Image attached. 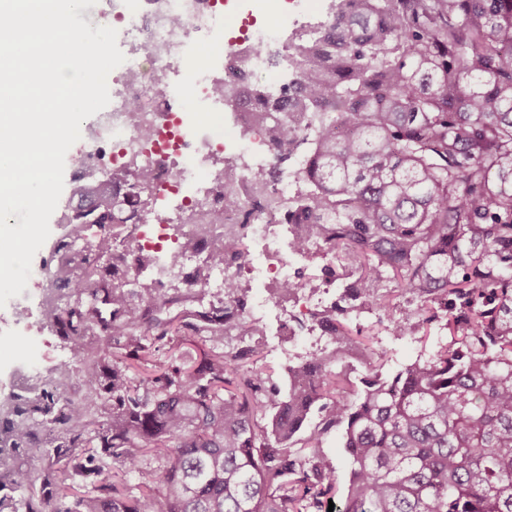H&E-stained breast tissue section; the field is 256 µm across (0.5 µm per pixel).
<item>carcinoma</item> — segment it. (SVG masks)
<instances>
[{
  "instance_id": "cac0c4a2",
  "label": "carcinoma",
  "mask_w": 512,
  "mask_h": 512,
  "mask_svg": "<svg viewBox=\"0 0 512 512\" xmlns=\"http://www.w3.org/2000/svg\"><path fill=\"white\" fill-rule=\"evenodd\" d=\"M327 17L289 35L278 98L224 99L282 146L271 178L309 158L281 223L298 257L322 241L342 284L311 315L329 347L281 391L240 278L229 306L206 264L154 278L128 235L153 194L121 172L73 189L94 204L48 246L43 320L69 360L0 393V512H512V0H329ZM262 199L234 203L224 250L247 251ZM310 285L299 271L281 297ZM367 309L436 339L387 376L372 349L358 374ZM324 452L332 459L334 465H336V483L340 492H343L346 487L348 475L343 449L340 448L336 436L326 441L324 444Z\"/></svg>"
}]
</instances>
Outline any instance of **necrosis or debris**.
<instances>
[{
	"mask_svg": "<svg viewBox=\"0 0 512 512\" xmlns=\"http://www.w3.org/2000/svg\"><path fill=\"white\" fill-rule=\"evenodd\" d=\"M222 9V0H138L133 18L122 20L119 29L128 58L114 79L112 105L81 125L82 149L73 162L74 185L86 184L92 175L106 179L116 169L123 170L133 183L142 170L150 171L151 191L159 205L141 211L132 237L138 249L158 255L155 274L163 281L176 269L211 262L221 252L225 237L235 233L237 223L236 211L224 206L225 187H232L238 197L256 191L255 174L268 171L275 156L274 147L259 134L253 143L239 145L237 154L225 156L224 138L190 136L193 116L174 112L167 104L187 47L200 39L223 40ZM270 36L269 30L257 28L215 60L193 58L189 86L202 111L221 115L225 84L257 77L265 70L262 48ZM201 176L209 182V194L198 204L188 189ZM301 191V183L288 178L276 182L264 200L261 216L250 226L262 263L254 264L246 254L215 267L207 284L211 294L229 297V281L242 273L267 289L288 282L292 252L288 228L280 224L279 216ZM178 230L187 238L208 231L210 249L186 254L179 265H172L169 244ZM335 296L334 284L327 282L317 294L301 292L292 301L249 310V318L256 323L275 312L278 339L265 349L275 354L282 368L294 367L304 355L327 345L326 336L309 316L332 304ZM299 319L305 320L307 331L301 344L293 339V324Z\"/></svg>",
	"mask_w": 512,
	"mask_h": 512,
	"instance_id": "4bbe7bcc",
	"label": "necrosis or debris"
}]
</instances>
